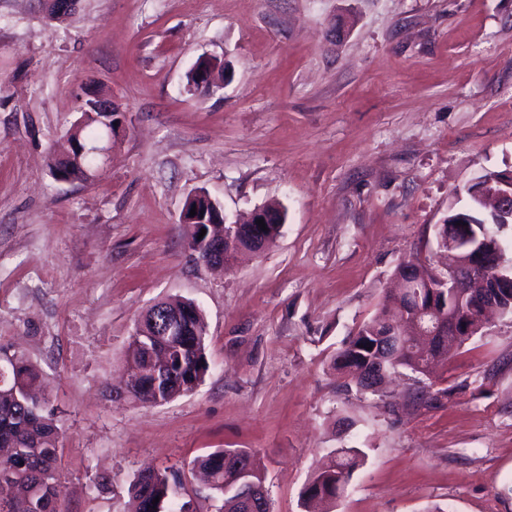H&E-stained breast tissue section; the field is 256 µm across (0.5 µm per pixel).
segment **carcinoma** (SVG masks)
Wrapping results in <instances>:
<instances>
[{
    "mask_svg": "<svg viewBox=\"0 0 512 512\" xmlns=\"http://www.w3.org/2000/svg\"><path fill=\"white\" fill-rule=\"evenodd\" d=\"M94 99L86 97L82 101L81 117L85 118L78 132L68 137L73 154L84 149L83 163L93 160L89 151L96 149L95 143L102 137L100 127L103 122L89 115ZM52 173L65 176L77 174L70 168L65 154L50 157ZM474 225V230L482 237H498L500 224H494V215L487 209L475 193L468 192V201L461 206L448 209L446 224L459 221ZM422 275L431 287L422 289L421 302L427 303L431 295L443 296L447 300L446 312L457 313L460 301L445 285L435 280L431 272L423 267ZM406 298L386 295L379 311L364 322L350 337L348 343L336 352L332 367L345 376L355 387H360L359 372L380 361L386 373L406 369L423 377L434 374L440 359L460 347L465 338L443 336L430 343L419 342L417 337L427 335L429 324L436 321L437 315L429 313L424 319H410L402 327L404 343L380 353L376 344L378 337L387 331L389 324L398 321L399 305ZM183 313L182 331L179 335L163 342L153 339L152 348L163 353L167 362L152 364L147 359V340L130 337L126 354V364L131 375L147 384L152 372L167 371L166 383L160 387L159 396L164 402L192 391L204 379L209 370L205 348V326L202 311H195L179 299L161 300L141 316L147 327L152 323L162 324L167 314ZM19 365L8 375L0 374V448L12 451V469L18 474L16 482L18 495L0 505V512H56L60 498V487L56 483L57 445L59 426L57 413L46 400L36 396L40 387V373L24 358H18ZM245 461L249 474L242 476L235 466L237 460ZM363 463V454L357 448H339L334 456L322 463L309 477L301 492L302 505L322 504L324 512H331L336 502L349 485L354 471ZM195 465L212 478L213 489L224 496V512H244L240 501L243 494V479L256 486L264 487V475L256 455L245 449L224 448L196 460ZM181 483L176 476L165 470L148 469L141 472L129 485L128 493L135 503L134 512H166V505L182 497ZM158 503H153L154 499Z\"/></svg>",
    "mask_w": 512,
    "mask_h": 512,
    "instance_id": "1",
    "label": "carcinoma"
}]
</instances>
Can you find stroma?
<instances>
[{"mask_svg": "<svg viewBox=\"0 0 512 512\" xmlns=\"http://www.w3.org/2000/svg\"><path fill=\"white\" fill-rule=\"evenodd\" d=\"M224 86L200 96V56ZM95 86L120 126L101 175L57 182L49 155ZM512 174V0H0V347L60 410L61 512H131L144 469L193 512L224 497L195 459L244 448L271 512H304L311 471L357 448L334 512H512V318L431 382L347 388L332 355L400 265L445 269L436 224L476 177ZM209 192L230 218L276 200L275 246L227 271L180 222ZM196 303L209 371L160 406L112 398L136 321ZM200 58L201 57H199L197 59V61ZM197 61L195 62V64L197 63ZM201 63H203V65L201 67H199V65ZM192 67L189 70L188 75H187V85L189 87V90L190 91L194 90L197 92V88L192 86V82L197 81L198 91H203V90L206 91V90H209L210 88H212L213 73H214L215 69H218L219 67H221V63L217 62V60H215L211 57L203 56L200 59L199 63L194 66V75L195 76L193 75ZM195 78H196V80H195Z\"/></svg>", "mask_w": 512, "mask_h": 512, "instance_id": "obj_1", "label": "stroma"}]
</instances>
